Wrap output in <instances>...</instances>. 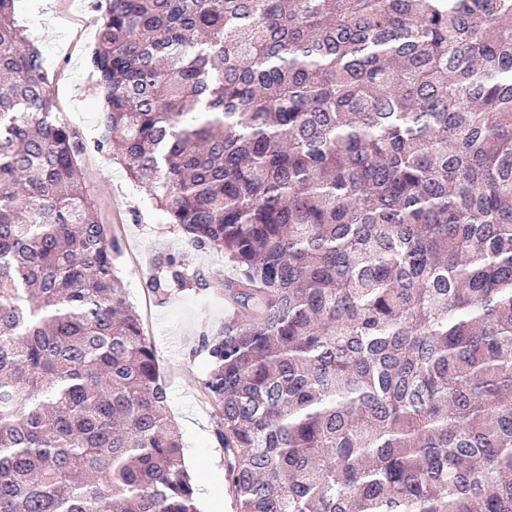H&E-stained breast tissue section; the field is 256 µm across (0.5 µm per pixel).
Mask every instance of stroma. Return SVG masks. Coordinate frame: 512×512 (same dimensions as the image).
Here are the masks:
<instances>
[{"label": "stroma", "instance_id": "1", "mask_svg": "<svg viewBox=\"0 0 512 512\" xmlns=\"http://www.w3.org/2000/svg\"><path fill=\"white\" fill-rule=\"evenodd\" d=\"M15 12L43 56L47 91L58 118L75 129L84 144L78 156L84 188L100 223L120 242L118 275L156 349L167 391L165 411L182 434L200 510L237 512L225 491L224 450L214 436L215 411L202 394L210 358L201 337L220 331L231 315L224 283L236 278L238 270L223 253L191 247L123 167L94 149L99 95L87 60L101 16L97 0H17ZM175 264L196 275L186 290L170 287Z\"/></svg>", "mask_w": 512, "mask_h": 512}]
</instances>
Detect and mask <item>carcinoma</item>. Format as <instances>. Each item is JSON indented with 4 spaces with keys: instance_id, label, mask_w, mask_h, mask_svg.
<instances>
[{
    "instance_id": "obj_1",
    "label": "carcinoma",
    "mask_w": 512,
    "mask_h": 512,
    "mask_svg": "<svg viewBox=\"0 0 512 512\" xmlns=\"http://www.w3.org/2000/svg\"><path fill=\"white\" fill-rule=\"evenodd\" d=\"M0 0V512H200L152 343ZM96 147L240 271L237 512H512V0H105Z\"/></svg>"
}]
</instances>
